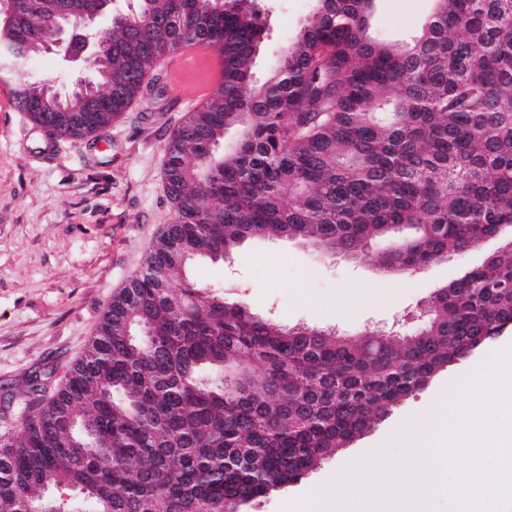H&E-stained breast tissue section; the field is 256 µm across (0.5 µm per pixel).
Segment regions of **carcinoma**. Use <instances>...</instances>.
Listing matches in <instances>:
<instances>
[{
	"label": "carcinoma",
	"mask_w": 512,
	"mask_h": 512,
	"mask_svg": "<svg viewBox=\"0 0 512 512\" xmlns=\"http://www.w3.org/2000/svg\"><path fill=\"white\" fill-rule=\"evenodd\" d=\"M13 0L0 70L18 75L21 111L56 143L108 127L148 92L169 54L224 57L217 94L165 144L174 208L65 382L15 430L0 433V512H224L294 483L381 414L512 327V249L435 295L414 336L286 327L189 277L200 259L249 238L298 240L326 254L402 238L380 255L424 268L512 226V0H436L420 33L394 46L369 33L371 4L317 0L314 20L263 84L252 80L263 22L254 6L151 0L172 26L133 36L115 24L106 59L69 49L92 71L60 101L89 94L109 112L60 126L29 103L57 96L25 77L23 44L51 25ZM238 132L224 153V135ZM179 287H172V283ZM85 442L71 436V419Z\"/></svg>",
	"instance_id": "1"
}]
</instances>
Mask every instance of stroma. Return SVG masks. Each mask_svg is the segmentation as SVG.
Segmentation results:
<instances>
[{"label":"stroma","instance_id":"1","mask_svg":"<svg viewBox=\"0 0 512 512\" xmlns=\"http://www.w3.org/2000/svg\"><path fill=\"white\" fill-rule=\"evenodd\" d=\"M264 23L253 76L265 81L283 48L311 19L316 0H257ZM433 0H375L371 32L387 42L411 39L433 12ZM201 76L157 71L158 94L139 99L111 126L81 145L58 144L45 154L46 133L14 111V76L0 72V430L17 428L39 398L51 396L67 368L96 335L102 315L142 268L173 209L164 193L163 145L197 108ZM500 245L498 239L413 274H391L370 262L328 258L293 240L245 241L232 260H199L190 276L220 287L229 299L285 326L332 329L340 335L400 329L406 314L431 302ZM512 347V329L469 361L440 370L420 392L395 406L301 480L243 507L280 512L288 501L328 487L336 471L375 480L369 448L406 463L405 438L414 419L451 396V385L473 364ZM39 377L40 395L29 382Z\"/></svg>","mask_w":512,"mask_h":512}]
</instances>
